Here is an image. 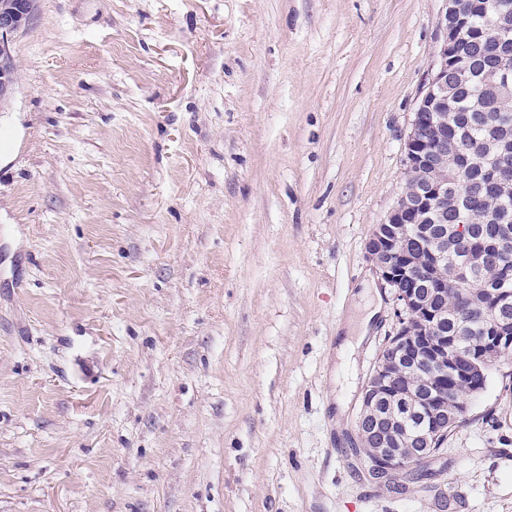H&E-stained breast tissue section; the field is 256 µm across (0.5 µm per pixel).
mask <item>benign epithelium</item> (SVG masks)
Listing matches in <instances>:
<instances>
[{
    "label": "benign epithelium",
    "instance_id": "benign-epithelium-1",
    "mask_svg": "<svg viewBox=\"0 0 512 512\" xmlns=\"http://www.w3.org/2000/svg\"><path fill=\"white\" fill-rule=\"evenodd\" d=\"M481 11L491 25L480 37L495 43L512 39V19L496 9L494 0H482ZM34 18L33 0H16L0 11V94L13 92L14 61L9 38L27 27ZM442 39L436 62L424 85L405 141L409 178L386 221L372 230L366 243L369 258L381 279L394 292L397 328L388 337L364 389L356 429L360 448L367 449L366 461L377 478L393 479L420 459L436 456L437 440L448 436V426L466 417L468 396L454 401L441 388V372L457 380H470L478 362L494 359L512 347V321L503 310L512 304L498 299L487 310L486 333L464 344L444 334L433 335L445 311L431 306L418 292L417 268L412 252L403 247L405 229L427 251L430 268L448 259V243L427 228L426 221L447 209L448 156L464 162L471 155L461 134L448 122V97L462 63L463 46L473 41L468 22L455 0H446L440 23ZM482 84L509 86L512 74L490 67L480 73Z\"/></svg>",
    "mask_w": 512,
    "mask_h": 512
}]
</instances>
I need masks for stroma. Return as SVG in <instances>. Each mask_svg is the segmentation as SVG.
Here are the masks:
<instances>
[{"label":"stroma","instance_id":"1","mask_svg":"<svg viewBox=\"0 0 512 512\" xmlns=\"http://www.w3.org/2000/svg\"><path fill=\"white\" fill-rule=\"evenodd\" d=\"M35 9L0 105V512H512V357L425 476L355 451L396 324L366 242L446 0Z\"/></svg>","mask_w":512,"mask_h":512}]
</instances>
